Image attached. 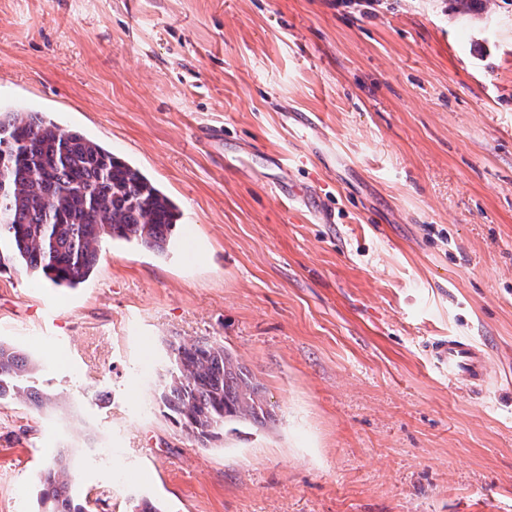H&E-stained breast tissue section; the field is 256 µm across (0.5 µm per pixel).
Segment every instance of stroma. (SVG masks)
<instances>
[{
	"label": "stroma",
	"instance_id": "stroma-1",
	"mask_svg": "<svg viewBox=\"0 0 512 512\" xmlns=\"http://www.w3.org/2000/svg\"><path fill=\"white\" fill-rule=\"evenodd\" d=\"M455 6L0 0V107L183 211L168 255L105 241L75 288L0 268V342L54 399L0 398V512L91 430L89 512H512V0ZM174 339L236 353L274 424L189 436L157 401ZM438 358L448 364V377L461 379L469 385L479 384L489 375V365L484 349L457 336L448 337L437 346Z\"/></svg>",
	"mask_w": 512,
	"mask_h": 512
}]
</instances>
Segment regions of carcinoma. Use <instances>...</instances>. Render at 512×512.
<instances>
[{"mask_svg":"<svg viewBox=\"0 0 512 512\" xmlns=\"http://www.w3.org/2000/svg\"><path fill=\"white\" fill-rule=\"evenodd\" d=\"M178 204L138 168L83 132L63 130L42 112L0 108V267L18 264L35 278L75 288L88 280L105 239L134 242L158 255L181 223ZM35 360L0 345V398L21 396L35 409L52 398L23 381ZM159 400L187 434L208 439L229 425L273 421L262 386L224 345L169 343ZM64 452L39 477L38 512H87L72 492Z\"/></svg>","mask_w":512,"mask_h":512,"instance_id":"carcinoma-1","label":"carcinoma"}]
</instances>
